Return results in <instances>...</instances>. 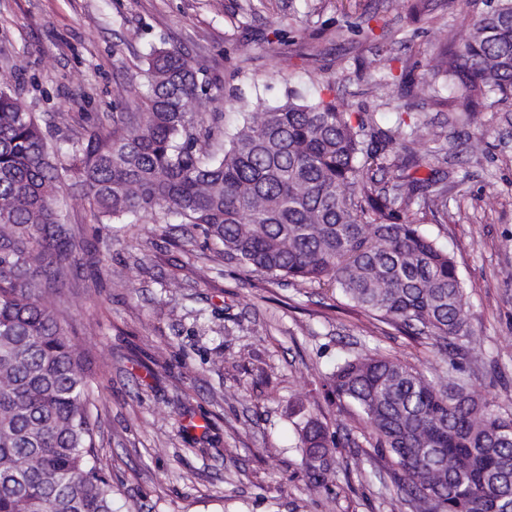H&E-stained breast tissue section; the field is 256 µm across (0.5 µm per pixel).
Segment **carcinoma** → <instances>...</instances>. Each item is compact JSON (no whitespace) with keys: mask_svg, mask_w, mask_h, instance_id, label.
<instances>
[{"mask_svg":"<svg viewBox=\"0 0 512 512\" xmlns=\"http://www.w3.org/2000/svg\"><path fill=\"white\" fill-rule=\"evenodd\" d=\"M460 23L463 46L419 74L412 65L401 83L458 88L467 113L512 100V0ZM143 76L133 121L104 143L49 141L0 86V512H112V482L93 463L89 380L43 297L69 255L56 209L68 182L112 224L175 217L246 272L332 287L375 320L455 352L467 336L455 262L410 213L419 198L448 220V184L410 172L436 170L443 148L381 165L377 179L366 165L392 137L336 97L244 102L238 124L222 130L189 111L209 83L179 49H151ZM327 384L403 473L400 503L512 512V416L454 373L428 378L369 351L338 364ZM339 444L317 419L300 430L315 483L328 484Z\"/></svg>","mask_w":512,"mask_h":512,"instance_id":"obj_1","label":"carcinoma"}]
</instances>
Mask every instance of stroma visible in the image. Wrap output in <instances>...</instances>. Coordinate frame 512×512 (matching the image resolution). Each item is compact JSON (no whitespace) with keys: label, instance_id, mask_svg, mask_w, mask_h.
I'll return each instance as SVG.
<instances>
[{"label":"stroma","instance_id":"obj_1","mask_svg":"<svg viewBox=\"0 0 512 512\" xmlns=\"http://www.w3.org/2000/svg\"><path fill=\"white\" fill-rule=\"evenodd\" d=\"M0 0V82L52 138H108L151 47L180 48L212 84L190 111L234 125L241 101L276 104L289 89L343 99L395 143L452 144L441 166L448 221L423 231L454 258L467 297V355L344 306L334 290L248 275L188 224L95 223L80 189L58 206L77 263L45 299L93 388L98 463L112 512H414L397 509L400 473L354 407L323 386L337 363L376 349L432 377L457 366L470 388L512 414V103L474 114L455 95L376 84L386 69L433 63L465 37L460 14L489 0ZM428 129L412 131L416 120ZM337 448L328 488L301 461L307 420ZM363 466H356V459Z\"/></svg>","mask_w":512,"mask_h":512}]
</instances>
